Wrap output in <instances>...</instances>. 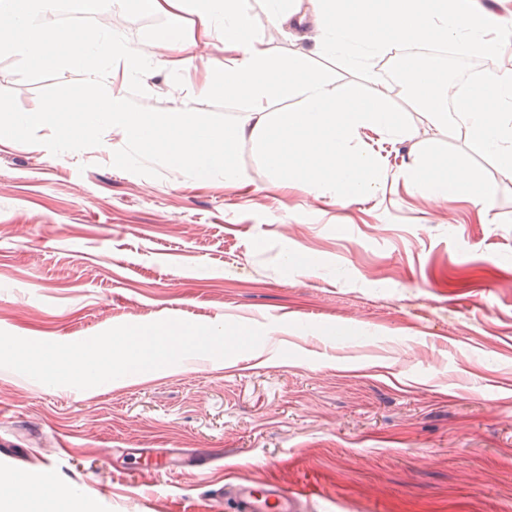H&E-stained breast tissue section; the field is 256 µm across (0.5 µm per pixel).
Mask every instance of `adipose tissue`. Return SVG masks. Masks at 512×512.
Masks as SVG:
<instances>
[{"mask_svg": "<svg viewBox=\"0 0 512 512\" xmlns=\"http://www.w3.org/2000/svg\"><path fill=\"white\" fill-rule=\"evenodd\" d=\"M276 28L314 17L319 31L313 55H347L365 68L374 55H395L412 44L447 42L457 53L499 54L504 40L492 36L493 15L476 0H263ZM136 4L166 25L150 41L129 39L103 27H64L52 22L57 0H0V52L35 68L68 65L82 70L86 84L42 111H0V138H16L35 126L55 130L54 149L74 152L100 130H111L122 147L112 154L119 168L142 158L160 162L194 184L235 186L246 175L237 162L250 141L277 187L300 185L315 196L348 205L376 195L375 158L354 147L364 130L416 145L398 174L432 200L466 197L492 210L496 190L467 156L451 157L423 138L392 106L389 95L368 97L361 83L337 85L309 55L274 56L257 36L249 0H88L91 11ZM162 72L190 79L193 97H221L243 104L234 124L193 120L187 112L131 110L126 89ZM106 78L108 90L90 84ZM403 83L432 125L462 128L470 154L491 157L512 177V63L489 72L479 87L452 98L447 72L419 58L404 60ZM297 100L293 110L271 111L277 100ZM456 111H449V103ZM0 512H81L71 486L33 485L19 471H0Z\"/></svg>", "mask_w": 512, "mask_h": 512, "instance_id": "obj_1", "label": "adipose tissue"}]
</instances>
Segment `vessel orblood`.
Masks as SVG:
<instances>
[{
    "label": "vessel or blood",
    "instance_id": "obj_1",
    "mask_svg": "<svg viewBox=\"0 0 512 512\" xmlns=\"http://www.w3.org/2000/svg\"><path fill=\"white\" fill-rule=\"evenodd\" d=\"M229 512H303L304 494L270 479L240 480L215 490Z\"/></svg>",
    "mask_w": 512,
    "mask_h": 512
}]
</instances>
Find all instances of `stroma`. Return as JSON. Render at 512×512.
Instances as JSON below:
<instances>
[{
    "label": "stroma",
    "instance_id": "obj_1",
    "mask_svg": "<svg viewBox=\"0 0 512 512\" xmlns=\"http://www.w3.org/2000/svg\"><path fill=\"white\" fill-rule=\"evenodd\" d=\"M255 26L273 54L311 52L317 32ZM60 25L107 24L141 40L164 19L103 16L61 0ZM337 82L363 78L422 137L465 152L458 128L429 125L395 76L396 57L351 68L312 55ZM84 76L0 54V109L38 112ZM177 79L129 85L137 111L168 112ZM29 128L0 142V331L86 339L121 324L175 318L264 328L227 359L186 358L112 386L51 387L0 368V470L49 471L87 512H221L212 481L265 477L313 491L304 512H512V178L495 221L463 197L429 200L395 174L409 144L367 132L381 187L342 206L299 185L272 187L250 142L243 184L189 185L150 160L112 164L111 132L72 153ZM310 257L289 266L285 253ZM144 448L214 453L211 471L167 468Z\"/></svg>",
    "mask_w": 512,
    "mask_h": 512
}]
</instances>
